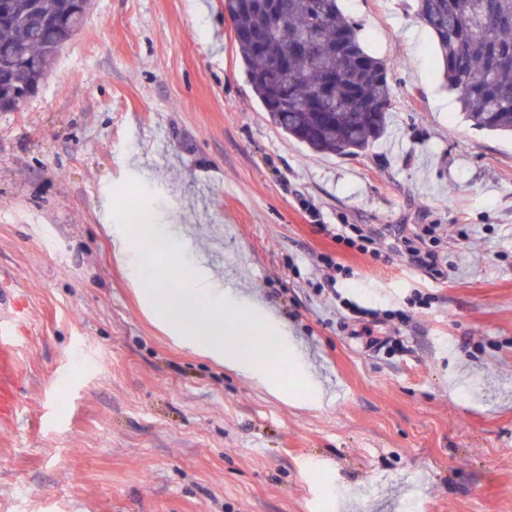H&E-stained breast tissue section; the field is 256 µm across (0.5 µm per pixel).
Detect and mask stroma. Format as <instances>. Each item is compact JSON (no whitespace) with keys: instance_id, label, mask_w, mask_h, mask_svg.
<instances>
[{"instance_id":"stroma-1","label":"stroma","mask_w":512,"mask_h":512,"mask_svg":"<svg viewBox=\"0 0 512 512\" xmlns=\"http://www.w3.org/2000/svg\"><path fill=\"white\" fill-rule=\"evenodd\" d=\"M93 0L37 93L0 112V319L17 403L0 411V512H512V136L477 128L413 0H340L386 62V134L319 153L269 120L224 0ZM143 181L196 271L292 336L322 403L176 346L103 218ZM323 224H447V283ZM359 305L429 309L368 347ZM316 266L319 276H317V282L314 284L315 291L318 295L327 293L334 296L336 301L339 302L340 307L347 310L352 316L350 319L361 324V328L357 331L356 336H372L373 327L377 326L376 323L396 320L398 323L403 324L411 319L413 312L409 310L401 309L379 312L378 310L360 307L350 299L343 298L336 290V272L343 269V266L329 254L319 255ZM0 374L11 377L16 374V360L13 351L8 348L14 336L10 322L1 320L0 323Z\"/></svg>"}]
</instances>
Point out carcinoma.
<instances>
[{"mask_svg": "<svg viewBox=\"0 0 512 512\" xmlns=\"http://www.w3.org/2000/svg\"><path fill=\"white\" fill-rule=\"evenodd\" d=\"M88 0H0V112L36 93ZM224 0L248 81L270 121L316 152L359 156L387 130L391 87L340 0ZM443 77L475 126L512 133V0H415ZM336 82L324 88L329 75Z\"/></svg>", "mask_w": 512, "mask_h": 512, "instance_id": "cac0c4a2", "label": "carcinoma"}]
</instances>
